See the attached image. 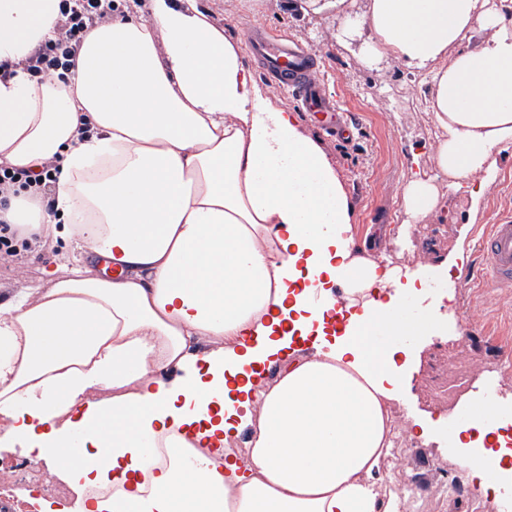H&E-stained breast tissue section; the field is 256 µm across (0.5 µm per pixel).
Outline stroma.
<instances>
[{
    "mask_svg": "<svg viewBox=\"0 0 512 512\" xmlns=\"http://www.w3.org/2000/svg\"><path fill=\"white\" fill-rule=\"evenodd\" d=\"M293 2L200 0L211 22L240 41L245 64L266 87L271 102L298 112L303 133L321 141L352 200L354 234L361 240L371 225L391 223V214L400 205V188L412 148L434 138L423 110L427 88L397 65L367 70L356 55L337 45L335 15H306ZM253 30L290 41L309 53L316 63L317 86L350 118L349 134L329 129L300 97L268 76L249 41ZM508 209H512V149L497 155L494 178L479 209L451 197L447 206L418 222L412 251L399 250L390 239L385 256L392 265L415 269L434 252L448 258L460 255L464 263L458 278L462 282L471 279L479 253L474 246L462 248L463 236L474 234L476 226L495 223ZM57 254L56 244L49 241L0 256V301H7L17 288L43 282V272L55 265ZM455 305L477 310L484 332L480 338L468 340L452 330L423 342L412 400L395 403L397 418L422 412L444 416L452 404L461 413H470L481 391L489 387L496 391L502 411L512 410V381H496L491 372L501 350L512 348V288L462 286ZM23 459L22 451H0V495L14 494V480L23 477L27 489L17 496L21 512H76L78 495L70 484L46 466L23 475L19 468Z\"/></svg>",
    "mask_w": 512,
    "mask_h": 512,
    "instance_id": "35a3bbf8",
    "label": "stroma"
}]
</instances>
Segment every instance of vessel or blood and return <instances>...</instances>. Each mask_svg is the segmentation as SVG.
Here are the masks:
<instances>
[{
    "instance_id": "1",
    "label": "vessel or blood",
    "mask_w": 512,
    "mask_h": 512,
    "mask_svg": "<svg viewBox=\"0 0 512 512\" xmlns=\"http://www.w3.org/2000/svg\"><path fill=\"white\" fill-rule=\"evenodd\" d=\"M257 47L269 76L302 93L310 107L329 114L332 124H342V115L333 112L329 103L311 86L314 66L302 51L275 39L261 40ZM480 245L484 286L512 288V214H502L497 223L486 225L480 235Z\"/></svg>"
}]
</instances>
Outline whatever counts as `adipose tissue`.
I'll use <instances>...</instances> for the list:
<instances>
[{
  "label": "adipose tissue",
  "instance_id": "adipose-tissue-1",
  "mask_svg": "<svg viewBox=\"0 0 512 512\" xmlns=\"http://www.w3.org/2000/svg\"><path fill=\"white\" fill-rule=\"evenodd\" d=\"M349 3L298 0L334 13L337 44L367 68L392 61L429 85L437 173L410 167L405 214L448 194L479 206L512 148V0ZM60 4L0 0V169L60 166L51 208L0 192V223L61 245L47 286L0 303V443L84 492L111 485L78 512H408L380 475L389 405L411 390L414 342L447 329L445 295L356 244L321 142L194 0H116L64 78L38 82L21 62L55 38ZM496 404L453 430L484 497L508 474ZM244 430L241 462L225 444ZM78 451L86 467L69 468Z\"/></svg>",
  "mask_w": 512,
  "mask_h": 512
}]
</instances>
